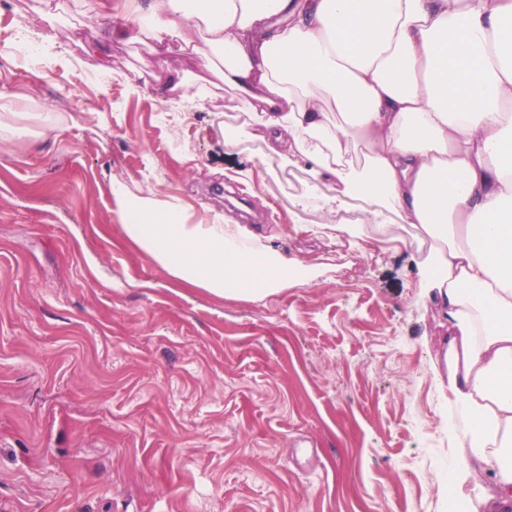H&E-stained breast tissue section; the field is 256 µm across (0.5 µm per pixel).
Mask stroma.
<instances>
[{
	"label": "stroma",
	"mask_w": 512,
	"mask_h": 512,
	"mask_svg": "<svg viewBox=\"0 0 512 512\" xmlns=\"http://www.w3.org/2000/svg\"><path fill=\"white\" fill-rule=\"evenodd\" d=\"M28 2L0 0L49 75L0 58V96L34 99L0 111V512H445L431 239L272 158L233 93L157 95L146 48L111 43L102 74L77 0ZM115 182L225 224L248 204L247 243L318 275L257 301L180 285L112 221Z\"/></svg>",
	"instance_id": "obj_1"
}]
</instances>
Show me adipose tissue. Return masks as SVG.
<instances>
[{
  "mask_svg": "<svg viewBox=\"0 0 512 512\" xmlns=\"http://www.w3.org/2000/svg\"><path fill=\"white\" fill-rule=\"evenodd\" d=\"M82 15L198 57L275 156L433 240L422 286L448 322V402L475 423L441 487L461 497L482 468L485 512H512V0H83ZM111 192L130 241L183 284L255 300L310 277L179 197Z\"/></svg>",
  "mask_w": 512,
  "mask_h": 512,
  "instance_id": "1",
  "label": "adipose tissue"
}]
</instances>
